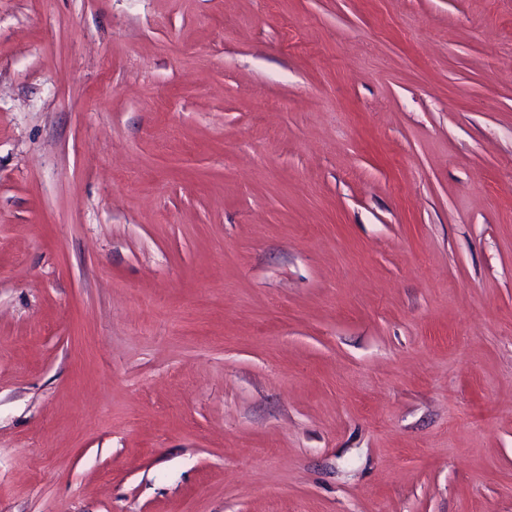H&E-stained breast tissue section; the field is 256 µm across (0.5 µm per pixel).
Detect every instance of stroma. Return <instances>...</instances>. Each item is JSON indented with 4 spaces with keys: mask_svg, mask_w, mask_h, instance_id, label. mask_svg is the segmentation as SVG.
Returning a JSON list of instances; mask_svg holds the SVG:
<instances>
[{
    "mask_svg": "<svg viewBox=\"0 0 512 512\" xmlns=\"http://www.w3.org/2000/svg\"><path fill=\"white\" fill-rule=\"evenodd\" d=\"M0 512H512V0H0Z\"/></svg>",
    "mask_w": 512,
    "mask_h": 512,
    "instance_id": "35a3bbf8",
    "label": "stroma"
}]
</instances>
